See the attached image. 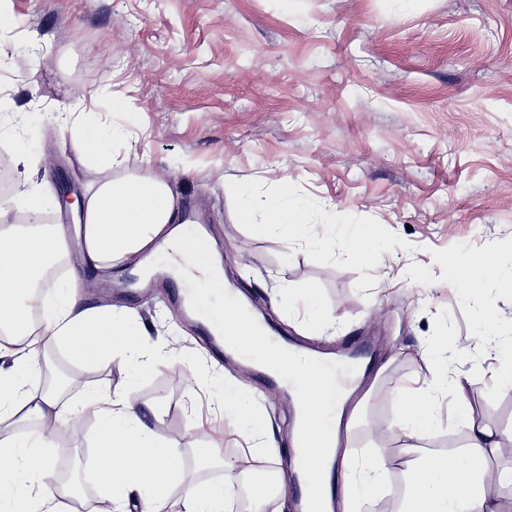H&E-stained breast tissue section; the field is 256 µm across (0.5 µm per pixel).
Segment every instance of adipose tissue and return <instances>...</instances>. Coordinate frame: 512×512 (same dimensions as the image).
I'll return each mask as SVG.
<instances>
[{
    "mask_svg": "<svg viewBox=\"0 0 512 512\" xmlns=\"http://www.w3.org/2000/svg\"><path fill=\"white\" fill-rule=\"evenodd\" d=\"M80 156L88 168H114L118 159L113 135L86 128L80 136ZM80 211L76 229L83 271L105 272L113 264L131 260L136 272L146 275L155 266L170 274L179 295L189 302L208 301L215 286L226 282L224 268L215 258L213 237H206L198 261L185 260L182 247L190 231L182 227L178 200L163 178L96 180L87 186ZM239 214L254 234L274 232L288 242L307 238L308 209L288 189L269 198L258 215L249 201H242ZM68 256L65 225L47 224L31 231L0 228V422L22 417L38 423L27 436L0 440V512H58L56 499L45 496L39 486H31L26 494L18 491L28 474L47 475L48 456L65 412L59 397L30 382L32 364L44 341L62 345L72 358L86 363L118 361L143 372L158 361L157 355L142 348L140 323L124 319L112 305L88 302L83 272L59 277L49 293L39 292L47 269ZM511 264V256L493 251L448 264L453 280L478 304L485 336H499L501 323L485 298L486 286L502 278L512 286V277L505 275ZM37 311L42 314L38 321L33 318ZM207 321L244 345L260 368L282 369L299 378L311 437L318 441L329 435L336 420L321 409L322 393L309 355L282 357L278 348L255 333L259 318L236 298L210 304ZM447 390L448 377L441 373L419 388L391 392L390 430L417 438L437 431L441 421L435 399ZM88 400L103 407L96 441V482L104 494L101 512H128L133 500L139 512H166L177 480L178 441L154 435L149 421L157 416L155 408L137 405L131 392L99 390ZM455 413L468 430L465 446L422 455L409 465L403 474L399 512H506L505 504L512 500V467L488 465L500 455L499 432L473 419L465 397H457ZM224 415L248 437L264 433L265 421L241 384H225ZM364 463L362 472L355 462L342 464V512H369L386 481L387 468L377 450H370ZM233 497L229 481L191 485L183 493L185 512H226Z\"/></svg>",
    "mask_w": 512,
    "mask_h": 512,
    "instance_id": "adipose-tissue-1",
    "label": "adipose tissue"
}]
</instances>
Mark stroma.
Wrapping results in <instances>:
<instances>
[{
	"mask_svg": "<svg viewBox=\"0 0 512 512\" xmlns=\"http://www.w3.org/2000/svg\"><path fill=\"white\" fill-rule=\"evenodd\" d=\"M0 10L11 20L0 30V154L20 140L31 146L29 167H10L15 184L83 192L98 175L80 163L78 123L122 128L114 175L168 179L217 239L231 288L280 335L334 352L378 337L366 390L447 372L454 389L436 400L437 434L389 436L405 460L441 438L465 443L453 416L459 390L476 421L512 448V385L498 382L492 350L474 348L482 328L446 270L452 258L512 252V0H0ZM234 183L257 211L289 187L309 209L313 240L330 223L338 235L374 225L370 266L338 241L314 258L252 234L226 190ZM133 276L131 265L114 264L88 297L141 323L145 347L167 363L131 384L119 365L80 362L46 343L64 371L94 376L62 398L81 412L59 424L53 469L92 474L100 411L83 407L84 394L131 384L138 403L163 414L156 437L178 440L191 457L169 512H184L183 486L208 484L227 466L232 478L263 472L274 485L252 512H286L287 393L206 350L198 323L164 306L176 293L169 279L156 275L145 295ZM304 288L316 289L329 315L323 334L288 307L290 290ZM441 335L465 355L437 363L427 342ZM228 376L254 393L266 422L261 451L226 432ZM392 417L390 400L364 401L358 450L376 445Z\"/></svg>",
	"mask_w": 512,
	"mask_h": 512,
	"instance_id": "obj_1",
	"label": "stroma"
}]
</instances>
